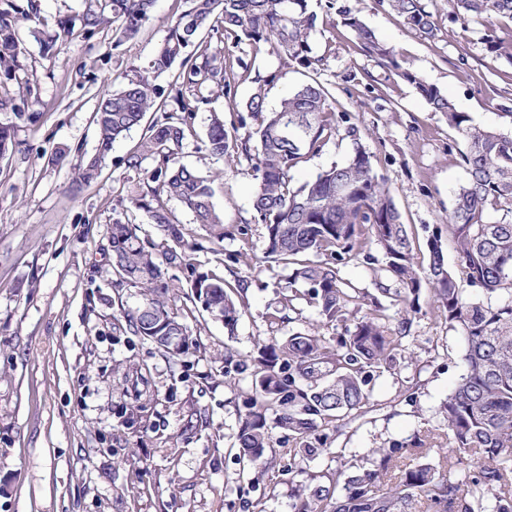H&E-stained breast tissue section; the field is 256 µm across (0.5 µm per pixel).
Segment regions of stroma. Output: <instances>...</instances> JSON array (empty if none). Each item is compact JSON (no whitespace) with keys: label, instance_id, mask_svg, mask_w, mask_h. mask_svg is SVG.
I'll use <instances>...</instances> for the list:
<instances>
[{"label":"stroma","instance_id":"35a3bbf8","mask_svg":"<svg viewBox=\"0 0 512 512\" xmlns=\"http://www.w3.org/2000/svg\"><path fill=\"white\" fill-rule=\"evenodd\" d=\"M366 23L418 72L483 126L512 129L501 118L512 108V60L487 48L488 36H512V20L449 25L450 0H426L440 31L427 41L375 0H349ZM181 0H157L140 34L117 41L104 27L91 39L76 38L47 63L27 40L29 65L37 70L32 94L42 106L35 116L0 111V126L14 130L15 145L0 156V512H242L243 500L261 512H292L294 494L308 483L281 450L287 431L273 432L277 453L259 485L240 474L234 444L239 431V394L250 374L224 375V349L241 356L269 341L266 315L288 293L287 266L266 256L264 225L254 223L251 162L226 163L204 151L209 113L194 119L180 161L216 175V207L227 234L214 253L204 226L175 200L167 207L198 245V272L228 282L243 281L244 307L234 335L191 301L187 274L174 270L176 306L197 348L176 363L132 335L112 333L114 317L136 308L140 289L112 286L109 227L126 215L137 234L157 249L172 242L161 227L130 209L139 175L125 159L140 132L132 130L107 155L96 181L75 180L77 165L98 151L92 115L98 97L132 68L147 64L164 39ZM323 54L321 81L336 108L357 123L374 169L384 176L402 215L415 256L427 262V241L441 239L445 260L455 265L448 212L463 183L462 143L445 117L430 111L416 90L393 71L361 53L343 28L316 30ZM254 58L262 74H276L267 106L277 109L284 92L303 77L281 68L273 55ZM247 253L251 264L235 262ZM371 262L351 260L340 276L362 291L394 287L378 248ZM406 358L380 374L371 410L342 430L327 429V445L343 451L350 469L368 463V451L407 443L438 428V410L464 372L465 344L438 311L423 308L413 318ZM141 407L131 419L133 407Z\"/></svg>","mask_w":512,"mask_h":512}]
</instances>
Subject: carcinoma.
I'll return each mask as SVG.
<instances>
[{"instance_id": "1", "label": "carcinoma", "mask_w": 512, "mask_h": 512, "mask_svg": "<svg viewBox=\"0 0 512 512\" xmlns=\"http://www.w3.org/2000/svg\"><path fill=\"white\" fill-rule=\"evenodd\" d=\"M0 8V89L21 81L26 65L24 33L53 58L76 36L92 37L104 25H116L118 38L135 37L149 20L156 0H88L78 19L43 16L42 0H7ZM186 9L171 21L147 65L135 67L117 88L103 94L94 121L98 153L78 168L77 180L96 179L112 144L143 127L128 167L144 170L145 190L130 196L131 207L147 223L163 228L177 248L155 252L138 237L128 219H112V269L115 286L143 289V302L112 323L118 336H140L164 356L182 362L196 343L172 307L169 267L193 268L194 245L175 223L166 202L175 199L209 231L213 244L224 241V212L217 209L214 178L179 161V151L194 136L193 116L213 98L234 97L240 83L253 92L237 113L239 126L226 128L224 113L213 112L202 141L212 157L226 162L244 155L253 160V220L266 230V253L293 265L290 280L307 286L303 296L327 323L352 321L344 332L326 338L296 331L258 347L251 359H239L224 346L226 373L252 366L251 390L241 395L238 461L258 481L271 450V431L288 432L293 464H306L331 449L323 447L320 428L336 430L370 412L372 383L380 370L405 359L403 334L410 315L422 312L420 298L430 292L448 328L465 341L462 375L440 407L448 440L446 473L428 461L439 435L415 438L411 448L371 450L374 468L349 473L326 464L295 493L294 512H512V132L474 124L439 87L404 66L393 47L381 40L351 7L324 0L326 16L348 30L360 51L414 86L433 112L442 113L464 144L460 157L465 182L455 191L448 213V237L457 248L449 267L438 236L428 239L429 260L421 267L390 189L373 168L358 126L319 79L324 56L315 51L318 14L311 0H185ZM404 25L430 40L438 22L423 0H376ZM512 20V0H455L448 22L491 26ZM253 56L275 55L281 66L297 68L308 80L270 111L262 75L236 55L241 45ZM177 70L171 95L158 96L154 80ZM148 112L161 116L142 126ZM250 127L245 136L238 128ZM352 141L348 160L333 164L296 187L293 171L320 153L336 137ZM151 161L144 169L142 163ZM376 245L384 270L400 283L368 295L339 275L338 265L362 257ZM194 300L210 318L233 332L240 318L238 287L215 274L192 279ZM168 336L182 337L171 351ZM421 461L401 467L404 453Z\"/></svg>"}]
</instances>
